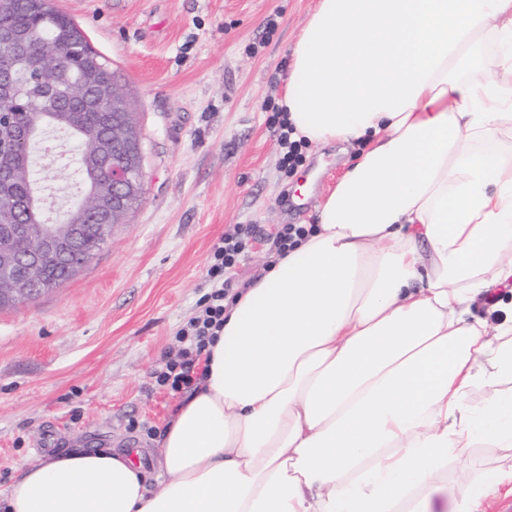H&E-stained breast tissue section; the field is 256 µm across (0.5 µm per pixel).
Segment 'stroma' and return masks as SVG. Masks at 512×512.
Returning a JSON list of instances; mask_svg holds the SVG:
<instances>
[{"instance_id": "1", "label": "stroma", "mask_w": 512, "mask_h": 512, "mask_svg": "<svg viewBox=\"0 0 512 512\" xmlns=\"http://www.w3.org/2000/svg\"><path fill=\"white\" fill-rule=\"evenodd\" d=\"M119 74L141 116L144 193L70 281L0 309V498L43 449L144 450L179 401L153 374L209 290L213 244L235 225L310 224L352 148L306 146L287 172L271 127L291 48L315 0H52ZM35 144L39 195L61 219L84 187L66 133ZM481 443L448 480L502 462Z\"/></svg>"}]
</instances>
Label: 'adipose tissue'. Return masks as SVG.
<instances>
[{"mask_svg":"<svg viewBox=\"0 0 512 512\" xmlns=\"http://www.w3.org/2000/svg\"><path fill=\"white\" fill-rule=\"evenodd\" d=\"M280 106L293 139L360 142L316 228L224 303L207 375L160 439L52 451L0 512H482L512 465V0H316ZM488 399L472 403L473 390ZM504 453L500 448L479 443L465 458L448 463V485L454 484L464 474L475 476L504 463Z\"/></svg>","mask_w":512,"mask_h":512,"instance_id":"obj_1","label":"adipose tissue"}]
</instances>
